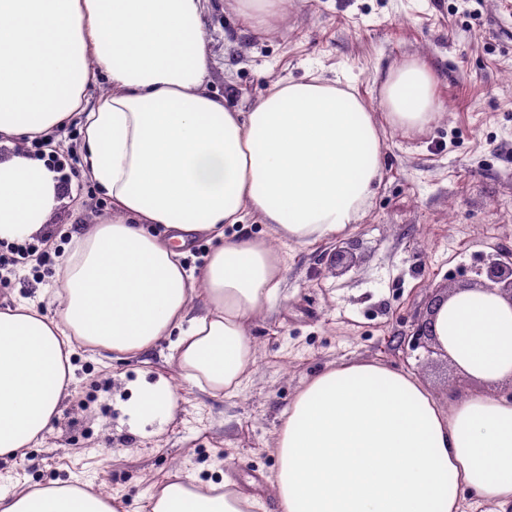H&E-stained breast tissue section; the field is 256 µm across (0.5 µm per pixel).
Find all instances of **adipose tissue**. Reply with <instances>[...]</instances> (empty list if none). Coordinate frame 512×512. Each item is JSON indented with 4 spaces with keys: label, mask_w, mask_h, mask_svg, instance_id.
<instances>
[{
    "label": "adipose tissue",
    "mask_w": 512,
    "mask_h": 512,
    "mask_svg": "<svg viewBox=\"0 0 512 512\" xmlns=\"http://www.w3.org/2000/svg\"><path fill=\"white\" fill-rule=\"evenodd\" d=\"M203 0H0V241L39 233L60 205L45 160L22 150L78 119L86 175L112 217L73 237L55 316L29 299L0 311V458L42 439L74 380L76 349L136 356L170 339L185 382L238 391L256 361L250 328L272 315L285 250L353 232L382 176L384 136L353 92L278 81L247 112L208 92ZM111 93L90 96L93 76ZM404 133L439 103L426 64L383 83ZM270 236L236 232L247 215ZM200 238L199 269L184 258ZM433 332L463 384L440 398L419 377L341 361L309 378L274 440L267 482L281 512H462L467 498L512 512V302L465 288L442 298ZM179 396L140 383L132 423L164 422ZM232 477L156 484L147 512H258ZM0 512H125L80 481L0 493Z\"/></svg>",
    "instance_id": "adipose-tissue-1"
}]
</instances>
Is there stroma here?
Segmentation results:
<instances>
[{
    "mask_svg": "<svg viewBox=\"0 0 512 512\" xmlns=\"http://www.w3.org/2000/svg\"><path fill=\"white\" fill-rule=\"evenodd\" d=\"M266 34L242 25L233 0H206L207 88L239 111L278 79L313 73L349 83L377 106L387 72L424 61L441 104L422 134L385 131L383 176L358 229L344 237L355 263L327 269L328 240L287 251L277 311L255 321L252 374L232 396L182 381L168 341L123 360L78 352L75 381L39 444L0 460V490L77 476L144 512L153 485L231 475L279 512L267 478L274 433L304 382L341 360H373L421 377L440 397L461 383L445 358L413 346L414 325L436 288L470 284L495 252L512 253V0H288ZM74 158L63 203L33 243L62 248L111 216L84 174L80 133L55 141ZM59 266L35 260L0 279V310L57 288ZM166 376L180 404L155 432L132 430L122 410L141 379Z\"/></svg>",
    "mask_w": 512,
    "mask_h": 512,
    "instance_id": "obj_1",
    "label": "stroma"
}]
</instances>
